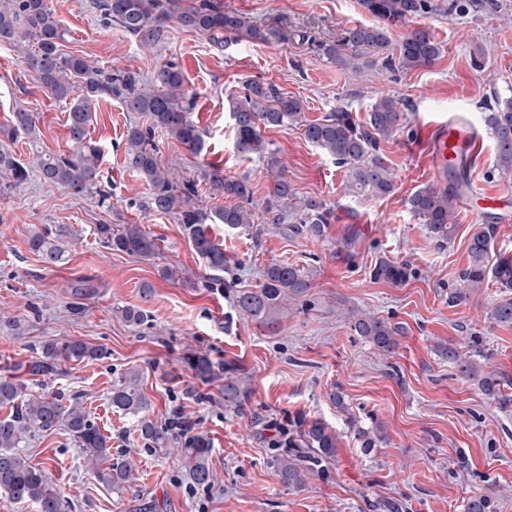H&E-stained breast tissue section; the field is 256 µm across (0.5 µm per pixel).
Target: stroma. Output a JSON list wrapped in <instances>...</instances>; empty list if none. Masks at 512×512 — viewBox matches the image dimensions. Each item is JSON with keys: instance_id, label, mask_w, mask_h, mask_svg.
Wrapping results in <instances>:
<instances>
[{"instance_id": "1", "label": "stroma", "mask_w": 512, "mask_h": 512, "mask_svg": "<svg viewBox=\"0 0 512 512\" xmlns=\"http://www.w3.org/2000/svg\"><path fill=\"white\" fill-rule=\"evenodd\" d=\"M210 2L259 28L263 39L228 34L218 45L172 18L146 52L121 28L103 26L92 0H50L64 29V52L115 73H138L145 82L156 65L171 62L181 70L206 149L194 155L159 132V156L188 177L214 165L247 178L254 224L249 232L213 225L228 268L223 287H202L208 271L181 224L144 209L149 189L124 165L126 130L138 116L117 98L93 102L88 128L103 150L101 177L112 190L111 207L99 206L96 193L71 194L35 172L0 191V318L19 316L30 328L18 337L0 327V376L13 377L32 394L79 396L111 435L112 455L132 459L135 489L119 495L99 483L61 429L27 435L22 447L29 461L49 470L75 512H466L469 500L483 493L493 496L497 512H512V327L490 317L500 297L495 281H486L467 303L448 302L478 224L460 210L453 239L440 246L406 204L412 192L434 182L417 148L422 120L465 108L483 118L495 96H512V0L463 13L452 9L453 0H430L431 10L414 23L390 27L388 50L396 52L417 24L441 43V57L410 72L377 65L360 74L325 55L348 29L371 23L359 0ZM27 49L24 42L0 44V126L26 109L37 116L40 147L68 151V104L34 79ZM253 81L274 82L299 99L310 120L339 107L364 116L378 93L400 98L405 126L380 143L394 171V191L372 198L346 194L344 168L310 144L301 128L269 127L262 135L284 159L297 193L332 210L320 238L271 223L264 211L267 167L236 154L228 112L229 97L243 95ZM99 224L140 225L156 238L158 251L141 258L107 250L94 235ZM59 225L69 227L73 239L64 261L52 266L30 251L27 239L33 229ZM383 259L408 263L409 278L397 285L375 279L372 270ZM273 261L314 271L305 296L284 301L283 331L276 336L234 305L236 290L258 285ZM165 266L181 268L187 282L162 279ZM81 279L95 293L76 318L67 304L72 284ZM147 284L148 299L141 294ZM123 306L148 311L150 326L124 323L115 313ZM355 312L403 326L399 348L385 354L356 336ZM473 336L488 355L485 369L502 381L496 397L460 378L438 350L451 342L469 356ZM49 339L103 345L111 355L31 375L29 364ZM196 354L235 366L250 391L241 411L225 410L221 380L195 378L187 359ZM130 369L141 372L153 419L164 423L182 413L189 435L209 439L211 488L192 485L178 453L151 451L135 420L113 411L112 385ZM334 390L344 394L345 408L331 402ZM302 417L327 421L342 439L335 458L323 462V474H309L301 490L291 491L269 461L296 437ZM374 419L383 422L386 439L366 451L354 428Z\"/></svg>"}]
</instances>
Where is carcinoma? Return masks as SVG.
I'll return each instance as SVG.
<instances>
[{
    "instance_id": "cac0c4a2",
    "label": "carcinoma",
    "mask_w": 512,
    "mask_h": 512,
    "mask_svg": "<svg viewBox=\"0 0 512 512\" xmlns=\"http://www.w3.org/2000/svg\"><path fill=\"white\" fill-rule=\"evenodd\" d=\"M374 22L350 29L344 44L329 46L325 53L330 61L354 71L377 63L389 44V26L405 22L426 12L429 0H359ZM100 21L117 24L150 49L160 41L162 24L176 13L185 28L206 33L216 43L224 33L262 38L234 13H225L200 0L194 6L177 8L176 0H93ZM64 31L48 0H0V42H27L32 50L27 55L29 70L37 82L54 98L66 100L68 134L72 149L65 153H39L36 167L44 181L59 185L74 194H82L101 179L102 150L88 139L87 126L92 113L90 104L105 97L123 100L126 109L146 118L143 125L128 127L125 135L124 163L146 183L149 196L144 207L153 212L174 216L182 224L195 253L210 271L209 286H224L227 269L224 248L215 241L211 225L223 224L231 229L248 230L254 224L252 210L242 203L252 200V189L245 178L224 175L217 167L205 168L201 177L210 194L235 198L241 204L216 212H207L196 205L198 183L189 180L177 183V172L161 161L154 140L155 130L161 129L171 138L199 155L205 149L204 133L190 116V100L181 72L172 63L156 66L152 74L155 91L144 92L139 87V75L131 72L112 74L89 60L61 49ZM442 55V47L431 34L421 28L408 31L394 55L382 58L383 65L402 71H412L434 64ZM233 121L234 148L238 155L257 156L266 161L272 180L265 200V212L271 223L278 224L284 206L290 204L300 214L298 223L289 225V232H307L320 237L328 224L329 209L313 198L297 194L286 177V165L277 150L270 147L262 134L263 127L298 126L304 137L327 153L346 169L345 192L384 197L394 189L393 170L382 153L380 141L388 139L404 127V112L399 99L380 95L371 104L367 115L358 119L346 109L338 108L322 119L307 120L301 101L280 93L271 82L250 83L243 96L230 100ZM487 126L496 144L497 167L512 173V98L499 101L487 115ZM0 133L14 140L23 134L36 143L39 128L32 112L20 109L13 113L9 126ZM29 168L8 151H0V186L21 184L28 180ZM464 173H448V182L424 186L411 193L406 204L416 216L425 233L440 245L452 240L458 222L456 206ZM99 244L112 251L129 255L151 256L156 250L155 238L137 224H125L115 229L110 224L95 225ZM495 225L486 224L476 231L468 246V265L459 274L448 292L451 304L466 303L471 291L492 278L503 290L502 297L491 310V318L502 326H512V258L491 262ZM68 236L65 228L57 233L45 228L32 232L29 249L48 265L64 260L65 250L60 239ZM379 280L402 283L410 275L405 262L382 260L373 269ZM313 269L296 264L272 262L262 274V283L255 288L238 290L235 306L250 316L271 334L282 332L283 305L287 298L302 297L308 291ZM73 300L70 313L83 311V301L90 295L86 284L78 281L71 288ZM115 313L128 325L138 328L149 322V313L134 306H125ZM356 335L383 353H392L399 346L404 330L401 326L374 315L360 314L352 321ZM441 355L456 363L459 372L477 381L488 396L498 393L499 378L485 372L477 361H461L456 351L446 346ZM109 351L82 340H49L40 344V352L30 364L33 375L55 371L61 361H100ZM195 376L203 383L224 377V407L239 411L248 399L244 382L224 366L215 371L211 360L196 356L192 360ZM112 407L137 419L140 438L150 449L170 453L178 444L176 429L182 421L158 424L148 415L149 400L143 392L140 374L128 370L115 381L111 392ZM0 406L10 407L11 414L0 418V490L17 502L31 503L37 512H72V503L51 480L48 469L28 461L20 443L25 434L56 429L67 431L82 450L84 461L95 479L121 494L131 488L132 463L124 458H112V437L104 435L83 406L75 401L63 404V396L31 394L11 380L0 378ZM357 436L361 447L369 449L386 438L382 422L372 420L368 428L360 427ZM339 436L326 421L313 418L299 421V440L288 441V450L272 457L271 465L281 482L290 490L304 485V478L323 461L336 456ZM183 464L193 484L211 486L214 480L210 464L209 442L202 436H192L179 449Z\"/></svg>"
}]
</instances>
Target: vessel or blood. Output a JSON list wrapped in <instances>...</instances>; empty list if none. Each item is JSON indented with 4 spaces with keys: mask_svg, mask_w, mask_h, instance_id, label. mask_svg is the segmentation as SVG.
<instances>
[{
    "mask_svg": "<svg viewBox=\"0 0 512 512\" xmlns=\"http://www.w3.org/2000/svg\"><path fill=\"white\" fill-rule=\"evenodd\" d=\"M424 163L433 174L443 177L460 166L474 167L482 157L483 140L476 125L466 112H452L447 118L427 124L423 136ZM464 204L480 199L481 205L474 212L482 222L512 223V196L490 190H480L469 185L463 188Z\"/></svg>",
    "mask_w": 512,
    "mask_h": 512,
    "instance_id": "1",
    "label": "vessel or blood"
}]
</instances>
